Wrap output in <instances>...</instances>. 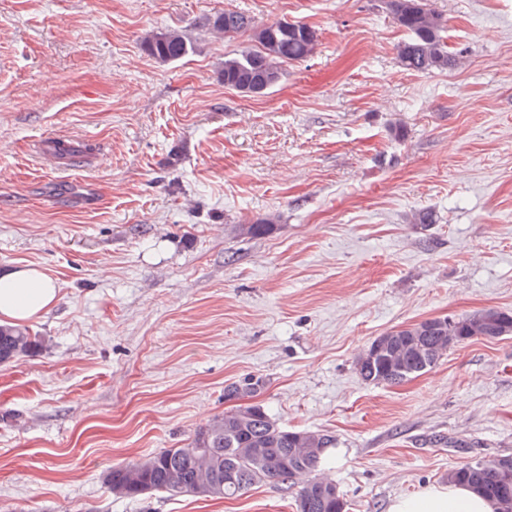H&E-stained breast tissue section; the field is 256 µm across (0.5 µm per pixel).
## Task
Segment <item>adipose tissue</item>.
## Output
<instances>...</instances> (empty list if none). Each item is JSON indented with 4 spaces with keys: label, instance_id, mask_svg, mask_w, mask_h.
I'll return each mask as SVG.
<instances>
[{
    "label": "adipose tissue",
    "instance_id": "1",
    "mask_svg": "<svg viewBox=\"0 0 512 512\" xmlns=\"http://www.w3.org/2000/svg\"><path fill=\"white\" fill-rule=\"evenodd\" d=\"M58 299L55 280L35 265L0 272V318L23 323L40 317ZM390 512H494L492 503L459 484L428 487L395 498Z\"/></svg>",
    "mask_w": 512,
    "mask_h": 512
}]
</instances>
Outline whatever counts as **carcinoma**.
Wrapping results in <instances>:
<instances>
[{
  "label": "carcinoma",
  "mask_w": 512,
  "mask_h": 512,
  "mask_svg": "<svg viewBox=\"0 0 512 512\" xmlns=\"http://www.w3.org/2000/svg\"><path fill=\"white\" fill-rule=\"evenodd\" d=\"M394 21L408 33L399 46L402 66L412 72L444 70L454 63L448 52L446 24L429 0H385ZM199 26L227 38L251 33V44L224 55L220 78L245 95H260L280 83L284 65L314 52L316 31L297 21L259 22L236 10L204 18ZM145 51L160 64L178 61L195 50L193 38L180 29L143 38ZM393 340L371 343L357 360L368 383L396 386L432 367L450 348L474 337L512 335V312L485 309L462 316H443L393 329ZM43 343L28 328L0 324V365L36 353ZM254 376L224 387L232 406L201 428L181 448H162L135 462L114 466L106 474L110 492L134 498L155 493L171 496L229 498L263 481L286 485L303 481L296 512H347L336 484L315 476L335 445L324 433L290 430L278 424L264 406L244 402L263 387ZM448 481L465 485L495 505L512 512V470L499 472L492 463L470 462L448 471Z\"/></svg>",
  "instance_id": "1"
}]
</instances>
